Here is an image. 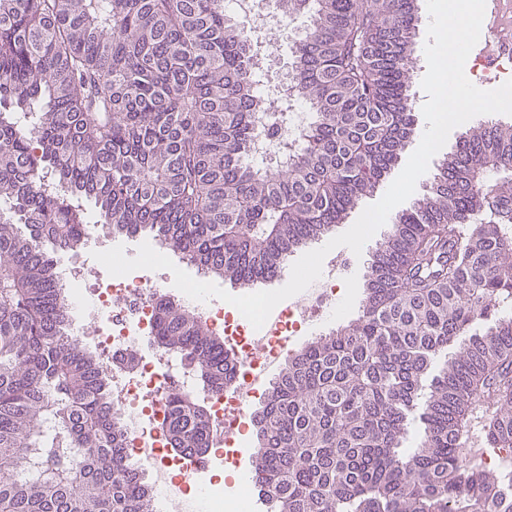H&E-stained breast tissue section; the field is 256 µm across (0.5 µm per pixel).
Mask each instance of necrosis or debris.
Masks as SVG:
<instances>
[{"instance_id":"obj_1","label":"necrosis or debris","mask_w":512,"mask_h":512,"mask_svg":"<svg viewBox=\"0 0 512 512\" xmlns=\"http://www.w3.org/2000/svg\"><path fill=\"white\" fill-rule=\"evenodd\" d=\"M484 45L474 55L479 76L512 78V0H486L482 23ZM56 278L69 297L72 310L83 321L72 324L75 338L90 337L91 347L112 365V398L126 432L130 453L149 477L159 512H168L173 499L190 512H222L224 486L220 471L237 467L239 437L249 411L255 375L269 363L285 361L305 333L335 321L338 310V268L329 264L316 286L296 301H284L272 311L271 322L261 329L239 314L211 302H192L174 293L178 303L190 304L198 319L222 336L237 358L236 378L224 391L202 392L195 374L170 371V351L158 348L156 302L165 291L151 278L128 274L82 292L75 268L60 265ZM178 392L187 398L203 397L210 414L207 463L197 475L186 473L161 430L166 419L165 397Z\"/></svg>"}]
</instances>
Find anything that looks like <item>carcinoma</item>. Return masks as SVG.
I'll use <instances>...</instances> for the list:
<instances>
[{
    "label": "carcinoma",
    "mask_w": 512,
    "mask_h": 512,
    "mask_svg": "<svg viewBox=\"0 0 512 512\" xmlns=\"http://www.w3.org/2000/svg\"><path fill=\"white\" fill-rule=\"evenodd\" d=\"M294 100L263 94L258 42L224 0H0V512H151L109 381L70 335L55 252L85 245L81 201L241 288L344 223L413 134L418 0H275ZM312 120L286 164L247 162L260 112ZM512 124L466 131L368 267L359 316L291 356L257 412L270 512H512L466 461L475 409L512 448ZM488 323L483 333L472 329ZM156 341L214 390L224 340L178 303ZM444 356L433 376L430 368ZM171 446L209 416L165 400ZM419 412L422 440L404 448ZM51 423L55 441L40 442ZM80 453L72 470L67 456Z\"/></svg>",
    "instance_id": "obj_1"
}]
</instances>
